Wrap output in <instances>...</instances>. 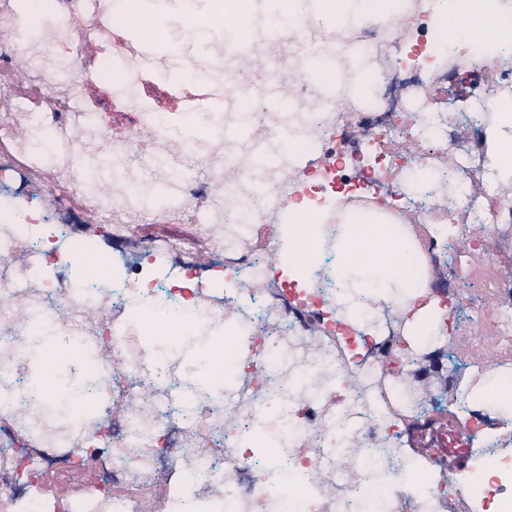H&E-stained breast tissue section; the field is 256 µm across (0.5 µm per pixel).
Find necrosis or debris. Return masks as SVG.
Segmentation results:
<instances>
[{"mask_svg": "<svg viewBox=\"0 0 512 512\" xmlns=\"http://www.w3.org/2000/svg\"><path fill=\"white\" fill-rule=\"evenodd\" d=\"M55 28L27 35L15 0H0V153L50 151L47 191L59 209L107 220L133 241L144 185L168 196L159 215L197 220L209 254L181 242L135 243L138 258L88 273L99 242L47 223L31 197L0 199V512H512V454L484 396L491 375L512 377V184L494 168L496 98L512 90V62L461 50L433 23L434 0H398L363 24L314 30L305 15L257 28L244 54L225 50L172 72L112 41L128 112L122 135L79 104L86 61L72 24L100 0H58ZM64 42L66 61L50 47ZM324 58L332 76L312 74ZM199 89L183 111L159 112L139 93L161 78ZM288 105L241 109L264 84ZM218 96L222 108L206 106ZM279 156L261 165L265 155ZM112 175L88 190L93 161ZM434 175L423 191L417 171ZM304 206L319 233V265L286 283L275 226ZM374 210L397 226L417 261L422 299L435 305L432 347L410 341L404 299L339 304L330 263L344 215ZM222 273L223 288L210 276ZM456 286L444 291L443 278ZM62 338L72 392L34 385V340ZM225 335L232 352L185 359L186 337ZM462 376L437 371L446 350ZM465 412L450 433L467 468L435 477L404 448L433 427L427 401ZM81 495L48 494L49 481Z\"/></svg>", "mask_w": 512, "mask_h": 512, "instance_id": "necrosis-or-debris-1", "label": "necrosis or debris"}]
</instances>
